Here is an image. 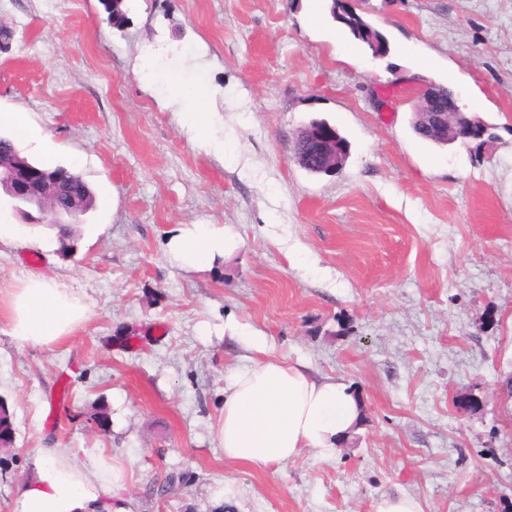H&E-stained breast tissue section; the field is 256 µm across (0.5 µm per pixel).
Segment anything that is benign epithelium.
<instances>
[{
  "instance_id": "7a95c632",
  "label": "benign epithelium",
  "mask_w": 512,
  "mask_h": 512,
  "mask_svg": "<svg viewBox=\"0 0 512 512\" xmlns=\"http://www.w3.org/2000/svg\"><path fill=\"white\" fill-rule=\"evenodd\" d=\"M423 120L418 131L431 140L456 141L464 131L474 136L479 122L466 117L456 96L438 91L431 83L420 90ZM339 131L329 133L312 129L303 134L294 151V161L305 167L311 159L319 168L332 174L343 167L350 151L339 145ZM0 189L14 211L27 213L34 207L39 212H52L53 223L66 224L81 213L89 188L86 182L65 170H50L37 166L12 153L0 152Z\"/></svg>"
}]
</instances>
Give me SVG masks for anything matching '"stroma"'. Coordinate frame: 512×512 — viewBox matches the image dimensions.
Segmentation results:
<instances>
[{
	"label": "stroma",
	"instance_id": "1",
	"mask_svg": "<svg viewBox=\"0 0 512 512\" xmlns=\"http://www.w3.org/2000/svg\"><path fill=\"white\" fill-rule=\"evenodd\" d=\"M105 2L0 0V113H26L17 147L95 198L68 254L48 220L0 210L21 237L0 248V399L16 428L0 512L42 448L123 464L133 512H374L396 491L424 512H512V0H356L383 58L331 0H128L119 29ZM427 54L437 68L415 72ZM148 65L207 87L214 147L191 140L181 98L144 83ZM427 79L490 125L486 146L417 136ZM312 119L350 143L337 174L292 159ZM185 224L242 244L175 268L166 243ZM32 274L89 306L49 348L8 334L7 295ZM231 322L357 394L334 458L225 461L224 384L245 362ZM463 392L478 412L457 409ZM95 404L107 432L87 421ZM340 23V22H339ZM349 33L358 41L363 43L372 51L373 55H386L389 51V45L384 36L375 28H373L361 15H349L340 23ZM373 30L375 38L378 41V48L367 38V31Z\"/></svg>",
	"mask_w": 512,
	"mask_h": 512
}]
</instances>
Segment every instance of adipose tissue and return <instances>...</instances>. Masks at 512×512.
I'll return each mask as SVG.
<instances>
[{"mask_svg":"<svg viewBox=\"0 0 512 512\" xmlns=\"http://www.w3.org/2000/svg\"><path fill=\"white\" fill-rule=\"evenodd\" d=\"M169 89L188 105L185 122L193 138L208 143L210 115L202 110L205 86L177 82ZM238 245L228 227L190 224L178 229L167 247L177 267L198 270L231 255ZM88 310L72 289L32 275L9 295V334L23 345L49 347L82 324ZM231 337L246 342L258 358L234 370L224 387L219 439L225 460L280 465L306 448L324 459L335 456L359 417L346 385L311 375L303 364L276 353L262 335L235 327ZM35 467L34 478L19 493L16 512H130L123 498L127 470L109 464L104 456L76 463L63 450L50 448L37 456Z\"/></svg>","mask_w":512,"mask_h":512,"instance_id":"ef3b65f1","label":"adipose tissue"}]
</instances>
